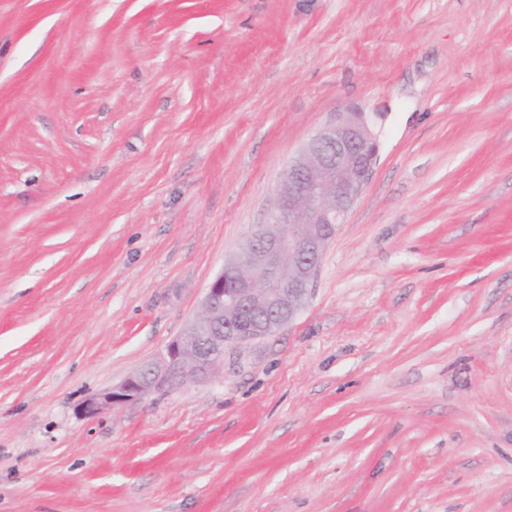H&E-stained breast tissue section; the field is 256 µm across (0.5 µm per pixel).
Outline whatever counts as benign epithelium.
I'll return each mask as SVG.
<instances>
[{
	"label": "benign epithelium",
	"mask_w": 512,
	"mask_h": 512,
	"mask_svg": "<svg viewBox=\"0 0 512 512\" xmlns=\"http://www.w3.org/2000/svg\"><path fill=\"white\" fill-rule=\"evenodd\" d=\"M378 144L365 113L339 112L289 160L270 221L206 288L199 313L154 362L87 398L89 417L116 404L208 381L224 349L273 336L309 299L324 249L368 184Z\"/></svg>",
	"instance_id": "7a95c632"
}]
</instances>
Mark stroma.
Returning <instances> with one entry per match:
<instances>
[{"label":"stroma","mask_w":512,"mask_h":512,"mask_svg":"<svg viewBox=\"0 0 512 512\" xmlns=\"http://www.w3.org/2000/svg\"><path fill=\"white\" fill-rule=\"evenodd\" d=\"M348 108L295 320L84 416ZM0 512H512V0H0Z\"/></svg>","instance_id":"obj_1"}]
</instances>
